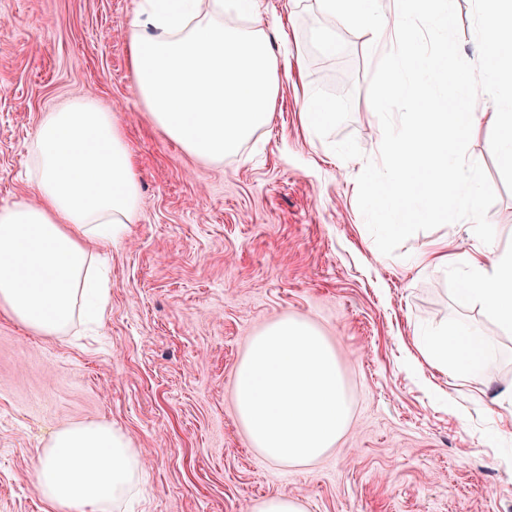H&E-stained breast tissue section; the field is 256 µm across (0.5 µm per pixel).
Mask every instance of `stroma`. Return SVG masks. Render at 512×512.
Instances as JSON below:
<instances>
[{"label":"stroma","mask_w":512,"mask_h":512,"mask_svg":"<svg viewBox=\"0 0 512 512\" xmlns=\"http://www.w3.org/2000/svg\"><path fill=\"white\" fill-rule=\"evenodd\" d=\"M313 0H254L288 72L267 126L224 161H202L153 123L128 63L140 0H0V205L35 201L28 146L45 112L90 97L112 112L135 160L141 207L103 248L111 310L77 336H37L0 315V512H46L38 459L57 428L107 420L137 448L139 490L116 512H250L285 494L306 512H512V333L456 301L464 267L422 257L512 251V191L477 126L468 156L495 192L492 244L464 220L377 248L357 177L379 161L368 98L372 35L339 27L343 53L310 44ZM335 116L302 121L308 98ZM335 347L351 419L334 449L290 466L240 425L235 366L283 317ZM469 326L493 346L485 369H438L430 333Z\"/></svg>","instance_id":"35a3bbf8"}]
</instances>
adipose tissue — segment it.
Instances as JSON below:
<instances>
[{
    "instance_id": "adipose-tissue-1",
    "label": "adipose tissue",
    "mask_w": 512,
    "mask_h": 512,
    "mask_svg": "<svg viewBox=\"0 0 512 512\" xmlns=\"http://www.w3.org/2000/svg\"><path fill=\"white\" fill-rule=\"evenodd\" d=\"M252 0H143L128 41L136 89L155 125L186 151L220 161L270 119L278 62L252 16ZM251 16L245 30L229 13ZM30 149L36 202L0 206V314L37 336L68 335L76 320L103 323L110 302L95 246L111 245L140 207L139 180L123 133L92 99L45 113ZM462 304L478 305L512 330V253L468 257ZM437 368L483 369L481 336L437 333L425 349ZM142 469L130 439L111 422L52 432L36 490L51 512H112Z\"/></svg>"
}]
</instances>
